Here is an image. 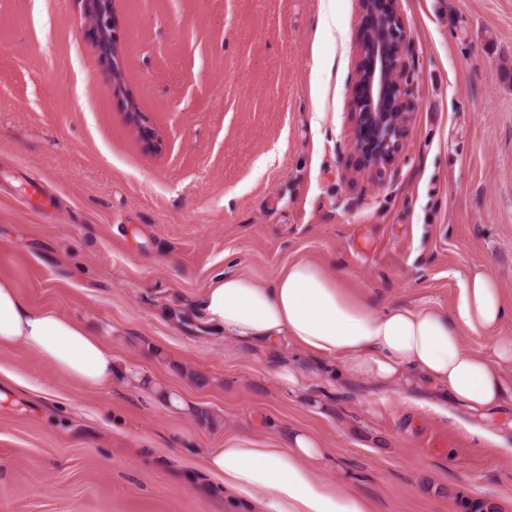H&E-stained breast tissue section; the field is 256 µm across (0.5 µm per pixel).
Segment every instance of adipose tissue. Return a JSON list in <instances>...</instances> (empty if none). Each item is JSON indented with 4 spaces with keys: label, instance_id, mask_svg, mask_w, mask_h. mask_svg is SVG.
I'll return each mask as SVG.
<instances>
[{
    "label": "adipose tissue",
    "instance_id": "adipose-tissue-1",
    "mask_svg": "<svg viewBox=\"0 0 512 512\" xmlns=\"http://www.w3.org/2000/svg\"><path fill=\"white\" fill-rule=\"evenodd\" d=\"M199 308L225 336L271 350L289 342L337 374L380 388L439 391L440 399L419 400V407L435 414L452 405L465 408L483 418L468 425L469 433L499 438L492 424L512 389V339H497L490 358L465 349L462 340L468 331H494L507 314L497 281L484 270L465 274L451 314L426 302L375 308L304 259L267 282L244 275L216 278ZM0 344L21 345L61 375L89 386L111 384L117 372L109 345L79 321L28 304L3 275ZM326 455L321 442L302 431L269 448L239 435L207 449L204 467L223 477L225 495L245 512H373L366 496L322 474Z\"/></svg>",
    "mask_w": 512,
    "mask_h": 512
}]
</instances>
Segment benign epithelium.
Returning <instances> with one entry per match:
<instances>
[{
  "mask_svg": "<svg viewBox=\"0 0 512 512\" xmlns=\"http://www.w3.org/2000/svg\"><path fill=\"white\" fill-rule=\"evenodd\" d=\"M96 33L101 60L115 65L119 47L112 31V0H79ZM399 0H360L363 23L361 62L353 83V153L364 172L391 166L402 147L413 107L404 77L408 37Z\"/></svg>",
  "mask_w": 512,
  "mask_h": 512,
  "instance_id": "1",
  "label": "benign epithelium"
}]
</instances>
